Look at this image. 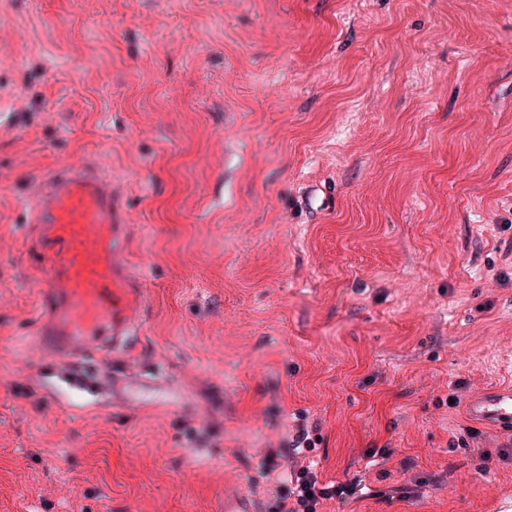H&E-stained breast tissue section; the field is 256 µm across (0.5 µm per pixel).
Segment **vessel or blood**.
<instances>
[{"mask_svg": "<svg viewBox=\"0 0 512 512\" xmlns=\"http://www.w3.org/2000/svg\"><path fill=\"white\" fill-rule=\"evenodd\" d=\"M44 187L27 210L38 246L35 336L46 355L40 379L83 384L120 404L140 399L154 381L115 372L79 382L86 359L129 349L138 334L144 295L125 261L123 205L107 171L73 164L45 172ZM479 424L512 430V387L491 388L465 404Z\"/></svg>", "mask_w": 512, "mask_h": 512, "instance_id": "obj_1", "label": "vessel or blood"}]
</instances>
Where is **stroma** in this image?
Here are the masks:
<instances>
[{"mask_svg":"<svg viewBox=\"0 0 512 512\" xmlns=\"http://www.w3.org/2000/svg\"><path fill=\"white\" fill-rule=\"evenodd\" d=\"M512 0H0V512H267L260 459L317 428L320 512H512ZM95 161L143 329L35 382L23 202ZM460 405H448L449 396ZM465 410L476 423L511 431L512 387L487 389L471 397L465 404Z\"/></svg>","mask_w":512,"mask_h":512,"instance_id":"obj_1","label":"stroma"}]
</instances>
